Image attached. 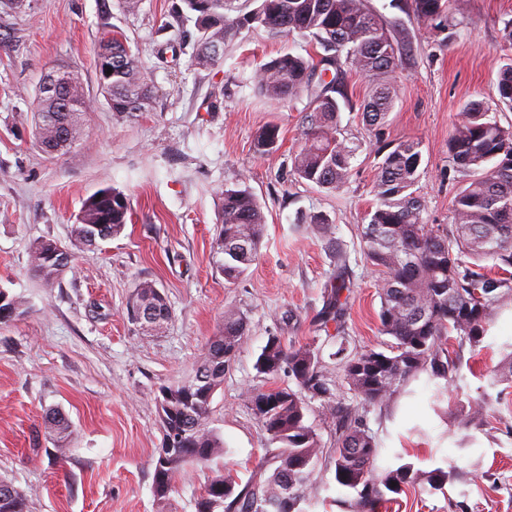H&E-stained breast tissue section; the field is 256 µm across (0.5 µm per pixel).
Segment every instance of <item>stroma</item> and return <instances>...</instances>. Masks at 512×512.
Masks as SVG:
<instances>
[{
  "label": "stroma",
  "instance_id": "1",
  "mask_svg": "<svg viewBox=\"0 0 512 512\" xmlns=\"http://www.w3.org/2000/svg\"><path fill=\"white\" fill-rule=\"evenodd\" d=\"M370 3L409 31L411 51L381 133L360 112H342L343 135L356 154L347 186L331 192L293 172L298 108L267 102L253 83L255 70L280 54H315L311 39L246 29L223 62L205 70L190 63L198 31L183 0H141L133 13L120 0H26L20 10L0 0V289L26 308L0 324V478L27 494L29 512H158L151 466L162 441L156 398L192 373L227 306L246 316L248 336L212 399L224 454L177 478L168 512H195L214 475L226 470L244 482L263 462L271 442L250 395L294 384L284 370L258 373L269 336L316 345L331 368L342 344L352 354L389 351L393 340L378 321L381 273L362 244L381 162L374 143L420 141L415 189L423 219L449 226L464 182L448 178V138L465 104L481 101L501 126H512V109L497 102L500 70L512 58L502 38L512 0H450L443 30L390 0ZM115 34L127 38L150 79L147 111H112L101 90L96 48ZM59 67L78 73L92 107L82 117V139L51 158L34 141L33 100L43 75ZM267 124L280 128L278 149L262 157L254 137ZM238 182L261 204L266 225L257 260L230 285L219 268V193ZM102 189L129 201L122 234L78 252L74 272L45 285L30 269V247L44 239L68 243L83 203ZM313 214L333 225L336 249L306 224ZM337 249L347 254L355 283L340 344L318 321ZM145 280L172 309L156 331L141 330L126 315ZM507 343L512 301L495 310L479 347L449 341L456 363L450 377L420 375L387 408L364 412L381 468L408 463L452 473L439 491L406 487L386 512H512V384H489ZM483 394L495 397L494 406L480 423L460 428V405ZM308 404L323 453L303 508L341 512L347 493L331 463L336 423L325 418L320 399ZM53 408L72 422L62 453L42 428Z\"/></svg>",
  "mask_w": 512,
  "mask_h": 512
}]
</instances>
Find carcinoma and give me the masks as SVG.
Here are the masks:
<instances>
[{"label":"carcinoma","instance_id":"carcinoma-1","mask_svg":"<svg viewBox=\"0 0 512 512\" xmlns=\"http://www.w3.org/2000/svg\"><path fill=\"white\" fill-rule=\"evenodd\" d=\"M200 33L191 65L209 69L221 62L224 49L252 22L273 36L294 33L311 37L320 47L318 58L284 53L262 65L254 75L260 94L278 105L304 99L302 145L294 156L298 178L320 188L340 191L351 175L355 150L342 135V107L361 112L374 130L381 129L394 108L393 81L410 41L396 38L368 0H258L244 21L224 14L228 0H183ZM414 14L436 29L446 26L449 0H411ZM112 73L98 68L103 92L114 112H141L152 87L123 36L112 38ZM372 78L368 96L354 106L344 92L346 71ZM501 104L512 109V62L500 71ZM35 139L46 153L69 150L83 136L80 113L64 109L60 99L35 95ZM279 129L262 128L255 147L262 156L277 150ZM383 155L373 183L377 199L367 214L362 241L366 259L381 268L380 331L395 340L391 352L366 350L354 355L336 351L337 370L359 399L362 408L383 407L399 389L422 373L446 377L455 367L447 358L448 335L459 344L480 346L491 310L512 295V127L491 119L481 103L465 106L463 120L448 139V158L454 173L468 178L452 202L453 227L439 233L425 224L421 198L414 187L422 162L421 143L398 142ZM219 247L224 253V280L234 284L257 258L264 237L265 215L249 189L237 184L220 192ZM83 224L70 230L72 249L63 259L48 256L51 242L35 243L29 266L47 284L75 271L74 250L96 249L124 230L129 204L120 192L101 190L85 203ZM354 288L346 257L336 251V273L326 285L323 324L336 325ZM132 322L155 329L171 319L166 297L151 282L138 285L129 301ZM247 322L232 306L216 336L206 344L194 371L186 380L165 387L156 405L163 440L151 459L153 495L162 503L176 479L188 469L209 465L224 455V440L211 427V401L224 384L225 369L242 348ZM261 374L288 370L297 389L274 388L251 394L253 410L273 443L268 456L243 487L222 473L215 475L196 499V512H304V490L311 483L322 449L315 429L306 422V397L322 400L324 414L341 412L331 389L332 373L323 364L320 349L291 345L271 336L257 359ZM492 406L484 395L462 406L460 425L469 428L483 420ZM45 432L64 448L72 433L63 410L48 412ZM379 448L363 420L347 411L340 416L332 455L335 480L351 498L342 501L346 512H377L389 495L406 486L439 490L448 472L438 467L422 473L410 464L381 471L376 466ZM396 486H391V483ZM0 512H28L26 493L0 479Z\"/></svg>","mask_w":512,"mask_h":512}]
</instances>
